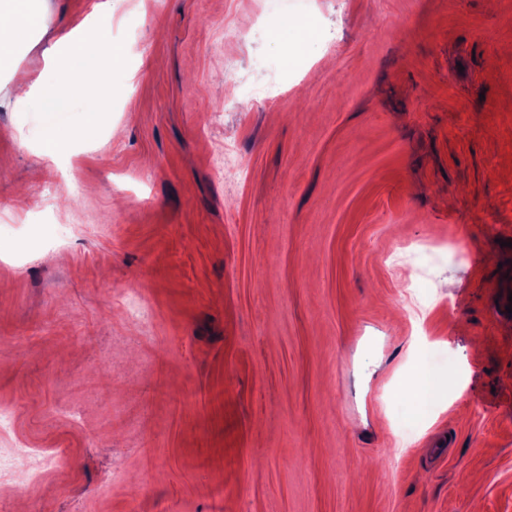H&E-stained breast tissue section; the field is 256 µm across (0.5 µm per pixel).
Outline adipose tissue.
<instances>
[{
    "mask_svg": "<svg viewBox=\"0 0 512 512\" xmlns=\"http://www.w3.org/2000/svg\"><path fill=\"white\" fill-rule=\"evenodd\" d=\"M111 18L110 0H100L92 13L54 35L49 0H0V81L11 87L12 111L60 112L76 102L84 115V132L93 133L108 108L106 68L97 42L87 40L85 32ZM50 34L55 40L43 52V68L31 73L21 57Z\"/></svg>",
    "mask_w": 512,
    "mask_h": 512,
    "instance_id": "ef3b65f1",
    "label": "adipose tissue"
}]
</instances>
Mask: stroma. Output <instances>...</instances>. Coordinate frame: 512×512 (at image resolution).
I'll return each instance as SVG.
<instances>
[{
    "label": "stroma",
    "instance_id": "stroma-1",
    "mask_svg": "<svg viewBox=\"0 0 512 512\" xmlns=\"http://www.w3.org/2000/svg\"><path fill=\"white\" fill-rule=\"evenodd\" d=\"M99 54L40 179L0 108V446L65 458L0 512H512V0H112ZM406 394L414 399L420 417L435 414L438 408L444 411L448 405L440 404L441 388L426 374L417 375L409 384Z\"/></svg>",
    "mask_w": 512,
    "mask_h": 512
}]
</instances>
